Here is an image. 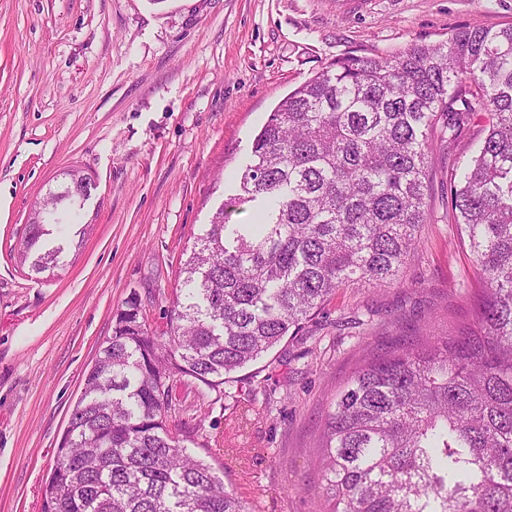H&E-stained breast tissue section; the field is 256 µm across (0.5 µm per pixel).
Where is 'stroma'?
<instances>
[{"label": "stroma", "mask_w": 512, "mask_h": 512, "mask_svg": "<svg viewBox=\"0 0 512 512\" xmlns=\"http://www.w3.org/2000/svg\"><path fill=\"white\" fill-rule=\"evenodd\" d=\"M510 24L512 0H0V512H42L117 310L136 292L160 319L283 97L349 52L385 56ZM486 132L480 115L456 142L439 141L402 285L337 291L225 384L223 407L174 389L250 512H326L311 460L353 369L468 322L483 282L448 175ZM70 169L95 188L57 268L32 271L18 255L25 226Z\"/></svg>", "instance_id": "stroma-1"}]
</instances>
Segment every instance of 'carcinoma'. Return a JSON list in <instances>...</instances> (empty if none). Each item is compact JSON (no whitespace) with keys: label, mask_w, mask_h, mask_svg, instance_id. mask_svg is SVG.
Wrapping results in <instances>:
<instances>
[{"label":"carcinoma","mask_w":512,"mask_h":512,"mask_svg":"<svg viewBox=\"0 0 512 512\" xmlns=\"http://www.w3.org/2000/svg\"><path fill=\"white\" fill-rule=\"evenodd\" d=\"M480 112L488 132L450 174L455 223L485 287L456 334L358 366L326 415L328 512H512V25L464 29L387 57L346 55L288 94L254 137L241 194L219 208L179 271L161 328L132 294L85 378L43 488V512H248L172 430L173 389L224 404L232 374L296 332L336 291L399 284L428 219L434 132L454 140ZM26 226L41 251L78 170ZM263 207L249 224L227 209Z\"/></svg>","instance_id":"obj_1"}]
</instances>
